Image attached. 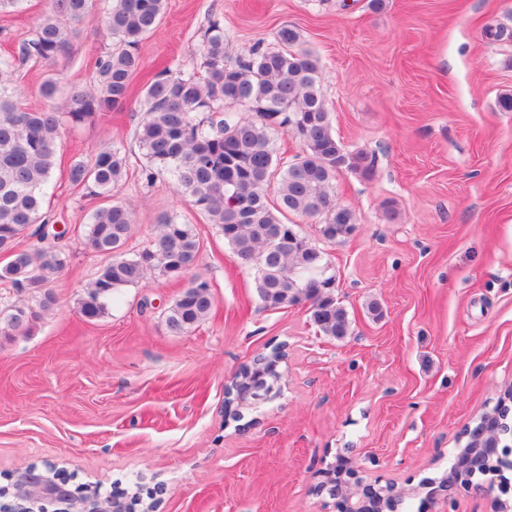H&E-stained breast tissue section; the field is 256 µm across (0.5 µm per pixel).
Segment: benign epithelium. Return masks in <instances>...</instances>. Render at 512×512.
Here are the masks:
<instances>
[{"instance_id": "1", "label": "benign epithelium", "mask_w": 512, "mask_h": 512, "mask_svg": "<svg viewBox=\"0 0 512 512\" xmlns=\"http://www.w3.org/2000/svg\"><path fill=\"white\" fill-rule=\"evenodd\" d=\"M508 412L503 401L493 412L480 417V429L457 449L455 463L435 494L444 492L452 496L483 488L494 494V512H512V501L508 498L512 480L505 476V471L512 468V447L501 445L500 438L502 420ZM321 476L323 480L315 487L316 493L321 495L339 487L333 497L336 512H352L354 504L362 512H383V492L388 487L392 488L394 497L401 496L394 484L360 474L343 457L338 465L323 470ZM12 487L14 504L10 509L14 512H35L46 503L65 505L63 512H128L124 502L116 496H102L98 486L71 488L68 481L59 477L56 464L50 461L20 471Z\"/></svg>"}]
</instances>
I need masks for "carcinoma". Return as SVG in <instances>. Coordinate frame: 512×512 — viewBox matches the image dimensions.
<instances>
[{
  "label": "carcinoma",
  "instance_id": "obj_1",
  "mask_svg": "<svg viewBox=\"0 0 512 512\" xmlns=\"http://www.w3.org/2000/svg\"><path fill=\"white\" fill-rule=\"evenodd\" d=\"M95 0H53L52 11L34 23L29 38L14 55L0 57V282L36 293V306L11 304L0 309V334L7 324L20 330L53 310V277L68 263L60 245L44 243L42 227L55 222L44 209L46 189L57 164L56 147L64 125H82L122 108L130 98L131 80L142 65L141 42L160 24L165 0H105L101 21L112 49L96 59L97 84L72 91L60 111H36L8 90L17 66L33 62L58 71L67 61L80 27L93 17ZM276 47L261 42L233 54L224 27L209 22L202 50L204 74L166 68L145 86L147 110L134 140L144 158L140 177L151 186L169 178L176 191L192 199L215 225L232 253L253 271L259 300L280 309L313 300L310 320L333 339L350 334L348 311L336 299L335 280L324 249L284 221L289 213L319 218L325 243L344 240L358 224L356 214L336 202L332 183L348 171L368 178L375 157L349 151L332 131L321 88L319 58L300 47L299 32H277ZM249 112L238 118L224 108ZM296 139L302 153L294 161L278 157L272 131ZM130 157L121 144L99 148L88 161L70 165L68 177L92 196L108 199L85 227L86 244L109 257L86 286L81 314L94 320L105 314L117 291L159 272L182 277L197 266L200 240L194 225L175 214L161 216L152 243L128 248L135 206L112 198L127 176ZM40 244L16 248L22 237ZM207 280L196 276L166 311L173 334L191 331L213 309Z\"/></svg>",
  "mask_w": 512,
  "mask_h": 512
}]
</instances>
